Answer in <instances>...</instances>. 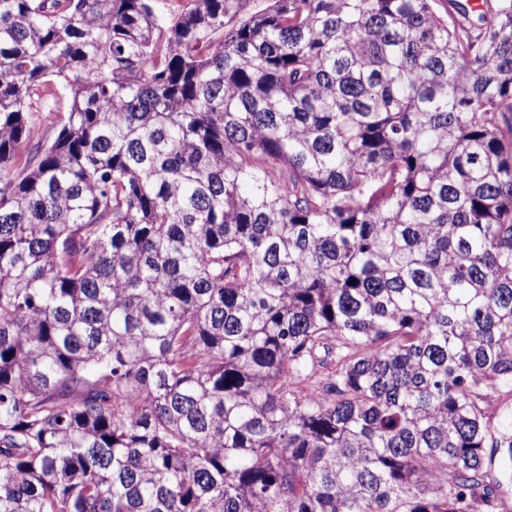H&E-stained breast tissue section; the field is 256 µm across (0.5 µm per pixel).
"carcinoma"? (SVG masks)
I'll return each instance as SVG.
<instances>
[{
  "label": "carcinoma",
  "mask_w": 512,
  "mask_h": 512,
  "mask_svg": "<svg viewBox=\"0 0 512 512\" xmlns=\"http://www.w3.org/2000/svg\"><path fill=\"white\" fill-rule=\"evenodd\" d=\"M159 2L0 0V512H502L512 0ZM49 89L53 93V96L49 97V105L54 112H34L30 116L31 121L48 140L53 138L58 122L67 115L68 110L67 91L62 85L52 82Z\"/></svg>",
  "instance_id": "cac0c4a2"
}]
</instances>
